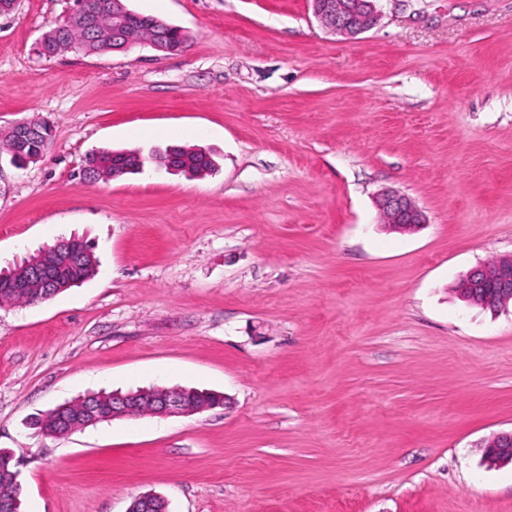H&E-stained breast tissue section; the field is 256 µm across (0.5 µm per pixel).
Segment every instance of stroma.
<instances>
[{"mask_svg": "<svg viewBox=\"0 0 512 512\" xmlns=\"http://www.w3.org/2000/svg\"><path fill=\"white\" fill-rule=\"evenodd\" d=\"M72 0L0 16V129L41 119L38 163H0V269L79 237L96 275L0 305V448L22 512H512V303L454 286L512 252V0H376L335 34L312 0H127L187 48L35 46ZM203 147L91 183L106 147ZM425 224H383L385 190ZM195 387L225 406L63 438L37 417L89 393ZM132 23L135 26L143 29L162 30L163 32L167 33L170 37H172L174 40H183L187 43V35L184 33L182 29H180L178 26L158 20L152 16H134L132 19ZM170 149L165 148V152H158L152 158L160 166L167 163L174 164L177 171L175 173H183L189 177L204 176L213 172L217 168L216 161L212 154L208 151L206 155L199 152L195 147H179Z\"/></svg>", "mask_w": 512, "mask_h": 512, "instance_id": "stroma-1", "label": "stroma"}]
</instances>
